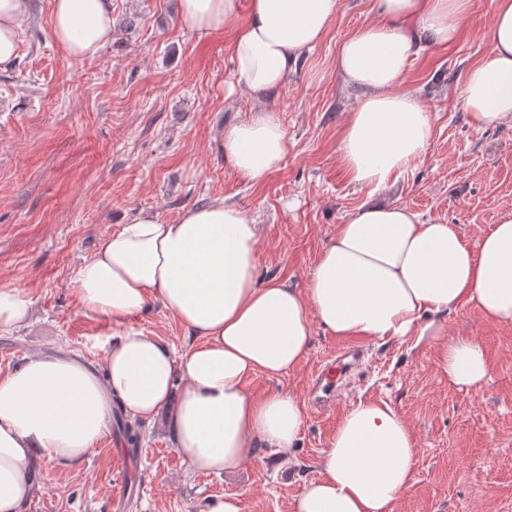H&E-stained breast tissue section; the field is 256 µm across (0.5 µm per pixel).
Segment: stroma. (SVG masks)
<instances>
[{
	"label": "stroma",
	"instance_id": "1",
	"mask_svg": "<svg viewBox=\"0 0 512 512\" xmlns=\"http://www.w3.org/2000/svg\"><path fill=\"white\" fill-rule=\"evenodd\" d=\"M28 2L18 59L0 72V287L30 298L34 317L27 329L0 331V374L62 348L102 364L94 341L111 327L80 311L75 275L117 224L142 211L172 223L189 206L216 198L236 204L260 226V277L303 289L337 225L366 202L458 225L473 244L512 208V121L477 125L459 100L468 70L489 52L490 0H473L456 42L411 61L407 85L431 109V146L375 193L351 182L340 163L356 95L333 67L340 39L373 21L372 0H342L329 32L270 101L288 153L254 185L225 165L220 147L225 124L254 106L242 90L224 98L233 70L227 33L182 30L178 0H112L111 44L95 59L73 60L51 37L49 0ZM134 323L176 350L187 343L186 330L159 304ZM448 333L480 339L490 382L461 389L410 340L366 341L364 363L319 410L309 402L312 376L345 341L318 328L292 374L246 381L254 394L282 387L300 401L305 423L291 461L195 474L158 419L141 424L130 471L114 456L112 434L88 459L41 458L23 512H114L112 495L125 477L143 493L124 512H203L224 494L240 496L245 512H291L301 485L318 477L343 414L361 401L387 403L417 438L412 479L395 512H512V325L460 305L448 314Z\"/></svg>",
	"mask_w": 512,
	"mask_h": 512
}]
</instances>
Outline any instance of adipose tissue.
Masks as SVG:
<instances>
[{
  "label": "adipose tissue",
  "mask_w": 512,
  "mask_h": 512,
  "mask_svg": "<svg viewBox=\"0 0 512 512\" xmlns=\"http://www.w3.org/2000/svg\"><path fill=\"white\" fill-rule=\"evenodd\" d=\"M340 0H179L189 33H230L228 92L244 89L248 119L225 126L224 162L258 184L278 170L288 134L268 103L327 33ZM375 19L344 35L334 68L359 91L339 145L350 180L385 186L432 139L430 108L404 84L411 57L454 43L472 0H374ZM490 51L460 91L480 124L512 121V0H490ZM51 35L72 59L95 57L112 40V0H50ZM28 20L27 0H0V70L10 68ZM260 228L217 199L165 224L139 214L117 226L79 266L74 294L90 318L112 330L96 342L104 359L39 354L0 376V512H23L36 461L86 458L106 437L114 404L163 418L193 472L227 474L261 453L287 458L304 425L296 397L263 395L245 380L281 378L311 348L314 326L341 338L412 339L434 351L439 371L461 388L482 386L490 364L481 342L452 336L458 303L488 321L512 324V209L477 246L459 227L423 222L400 205L363 204L324 246L305 290L259 280ZM160 303L188 332L176 351L133 324ZM417 441L388 404L360 402L327 443L319 477L306 481L292 512H395L409 486Z\"/></svg>",
  "instance_id": "adipose-tissue-1"
}]
</instances>
